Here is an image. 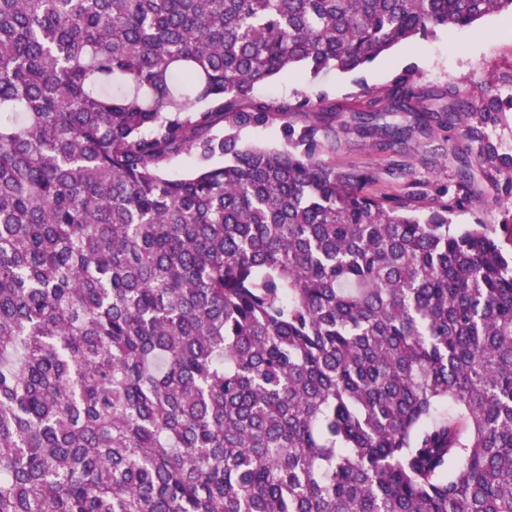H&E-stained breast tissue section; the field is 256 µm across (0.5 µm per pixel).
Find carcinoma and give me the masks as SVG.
Wrapping results in <instances>:
<instances>
[{
    "label": "carcinoma",
    "mask_w": 512,
    "mask_h": 512,
    "mask_svg": "<svg viewBox=\"0 0 512 512\" xmlns=\"http://www.w3.org/2000/svg\"><path fill=\"white\" fill-rule=\"evenodd\" d=\"M504 12L0 0V512H512V197L455 224L468 171L424 209L371 194L288 122L323 99L253 97ZM373 99L390 147L482 141L409 75ZM240 139L244 145L267 148H277L284 143V135L278 126L245 128L240 132Z\"/></svg>",
    "instance_id": "carcinoma-1"
}]
</instances>
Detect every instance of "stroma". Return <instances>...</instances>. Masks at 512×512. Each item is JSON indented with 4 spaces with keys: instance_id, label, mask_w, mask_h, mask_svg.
<instances>
[{
    "instance_id": "35a3bbf8",
    "label": "stroma",
    "mask_w": 512,
    "mask_h": 512,
    "mask_svg": "<svg viewBox=\"0 0 512 512\" xmlns=\"http://www.w3.org/2000/svg\"><path fill=\"white\" fill-rule=\"evenodd\" d=\"M413 73L415 85L429 93L454 90L470 111L469 124L480 127L486 141L499 152L512 154V109L501 112L496 122L482 123L480 108L487 97L512 99V20L489 15L472 26L438 31L427 39L401 42L366 68L348 74L336 71L311 78L296 69L255 86L259 99L293 97L304 93L323 98L329 117L320 127L325 154L339 167L370 168L374 194L412 195L415 206L429 205L442 190L456 191L461 159H474L478 143L458 132L440 128L414 134L405 144L384 146L380 139L348 126L353 110L367 109L370 89H389L405 73ZM512 187V168L476 171L474 196L454 221L470 224L482 220L496 224L501 213L496 205Z\"/></svg>"
}]
</instances>
